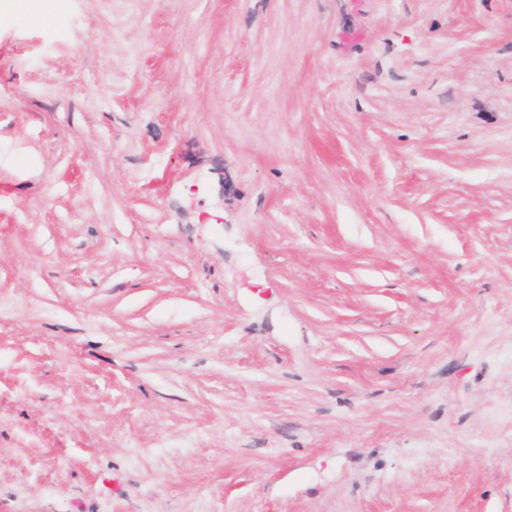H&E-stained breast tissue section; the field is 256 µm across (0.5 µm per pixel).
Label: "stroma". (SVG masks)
Here are the masks:
<instances>
[{"mask_svg":"<svg viewBox=\"0 0 512 512\" xmlns=\"http://www.w3.org/2000/svg\"><path fill=\"white\" fill-rule=\"evenodd\" d=\"M0 512H512V0L1 11Z\"/></svg>","mask_w":512,"mask_h":512,"instance_id":"obj_1","label":"stroma"}]
</instances>
